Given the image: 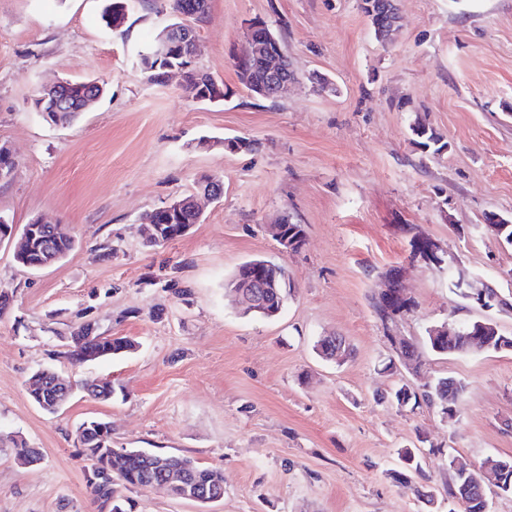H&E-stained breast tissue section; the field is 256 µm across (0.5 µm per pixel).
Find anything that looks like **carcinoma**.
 I'll return each instance as SVG.
<instances>
[{"mask_svg":"<svg viewBox=\"0 0 512 512\" xmlns=\"http://www.w3.org/2000/svg\"><path fill=\"white\" fill-rule=\"evenodd\" d=\"M188 91L195 93H214L215 84L206 74H200L194 70L187 72ZM104 94V86L94 80L83 82H72L68 87V98L71 100L73 109L60 113V119L69 124L76 120L81 114L80 107L84 99L91 96ZM415 136V143L429 148L435 147L440 151L446 147L442 142L441 135L432 127L417 122L411 127ZM196 223V215L189 210H182L180 218L175 224H164L161 228V243L179 238V225ZM284 233L289 243L294 245L295 250H300L305 243V230L301 224H292L288 219H283ZM29 257L33 261H43L48 258H62L74 248V240L63 233L54 224H42L37 235L28 240ZM285 267L272 264L264 266L261 270L255 269V262L250 260L242 264L235 272L234 277L250 278L258 282L273 281L280 291L281 301L278 305L263 307L258 315L265 318L277 317L284 307L286 299V288L288 283L284 280ZM476 321L457 326L458 334L450 339H435L427 335L424 345L439 355H453L468 353L474 349L481 350V347L471 348V340L475 331ZM133 349V343L125 337H115L103 332H91V324H82L72 330L70 341L64 357L73 363H84L100 358H109L114 355L126 353ZM59 379L57 373L47 369L39 368L32 372L28 378V394H41L52 396L58 393L55 381ZM83 391L90 397L99 400L111 399L116 389L110 381H101L83 386ZM464 386L456 380L445 377L439 379L435 385L418 394L403 385L395 391V399L400 405L413 404L418 407L422 403L430 406L438 405L446 410L452 406L463 393ZM100 432L91 429L76 437L75 447L77 455L89 460L104 462L103 454L99 453L98 441ZM171 470H181L186 473L188 484L193 490L203 493L216 488L224 487V474L214 468L203 467L196 464L187 457H180L169 454L154 453L149 458H144L134 450H125L123 454L112 455V477L118 479L121 485L129 490L135 485H147L152 482H161ZM448 470L452 472V481L448 484V494L457 498L465 504L463 512H480L481 502L479 489L483 483L477 473L468 467L466 461L452 457L448 459ZM89 487L97 503V512H103L102 504L117 494L114 483L103 478L89 480Z\"/></svg>","mask_w":512,"mask_h":512,"instance_id":"obj_1","label":"carcinoma"}]
</instances>
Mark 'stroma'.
<instances>
[{"label": "stroma", "mask_w": 512, "mask_h": 512, "mask_svg": "<svg viewBox=\"0 0 512 512\" xmlns=\"http://www.w3.org/2000/svg\"><path fill=\"white\" fill-rule=\"evenodd\" d=\"M104 6L0 0V145L18 161L0 182V216L18 227L57 221L75 241L41 270L0 244V292L13 298L0 315V512H97L90 463L74 447L89 420L111 424L113 447L224 473L221 501L138 487L126 492L133 512H460L449 457L512 459V350L426 349L418 375L390 371L373 304L398 270L414 302L401 335L489 317L512 337V309H485L448 286L461 270L512 301V245L484 220H512V0H398L403 21L387 42L361 0H209L195 67L226 92L217 102L187 98L181 76L160 84L141 69V52L173 19L166 0H125L117 28ZM257 19L297 78L274 102L252 96L235 67ZM91 79L104 95L72 124L34 110L40 85ZM418 118L444 150L413 144ZM236 135L252 149L219 147ZM205 177L221 180V201L204 203L185 236L146 245L145 217ZM283 217L306 230L299 252L284 254L266 231ZM420 233L443 247L442 264L411 259ZM256 256L288 271L274 319L241 314L225 288ZM89 321L134 350L70 364L64 339ZM325 336L346 339L343 363L317 355ZM45 366L121 393L80 391L46 412L27 391ZM446 376L465 386L451 413L389 397ZM15 439L39 449L36 465L17 462ZM404 448L420 464L408 487L393 477Z\"/></svg>", "instance_id": "1"}]
</instances>
